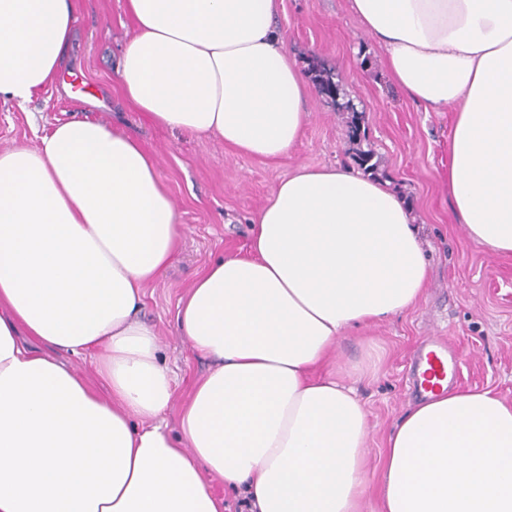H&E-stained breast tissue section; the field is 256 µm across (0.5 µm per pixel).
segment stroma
Returning <instances> with one entry per match:
<instances>
[{"label":"stroma","instance_id":"35a3bbf8","mask_svg":"<svg viewBox=\"0 0 512 512\" xmlns=\"http://www.w3.org/2000/svg\"><path fill=\"white\" fill-rule=\"evenodd\" d=\"M76 16L59 84L22 105L0 100V150L35 146L55 119L88 117L125 130L158 155L185 226L180 251L147 287L143 309L158 331L162 361L177 376L166 415L169 430H176L181 402L210 365L176 327L177 305L196 272L219 255L245 253L251 217L290 171L352 167L361 148L374 151L378 178L409 203L431 272L412 308L350 330L337 345V376L356 363L367 371L355 383L370 423L365 512L379 509L385 436L420 398L413 363L427 337L445 341L456 359L451 387L490 389L512 403V256L491 253L457 224L448 197L451 115L424 111L389 77L383 48L362 32L349 0H282L277 25L306 74L318 68L341 74L343 93L359 112L361 137L350 141V115L336 112L315 88L306 100L311 119L300 143L275 161L153 125L117 89L115 63L132 28L124 0H77ZM75 79L89 85L90 94L64 92L63 84Z\"/></svg>","mask_w":512,"mask_h":512}]
</instances>
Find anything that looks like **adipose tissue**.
Returning a JSON list of instances; mask_svg holds the SVG:
<instances>
[{
    "mask_svg": "<svg viewBox=\"0 0 512 512\" xmlns=\"http://www.w3.org/2000/svg\"><path fill=\"white\" fill-rule=\"evenodd\" d=\"M282 0H126L122 95L160 127L288 156L309 84L275 27ZM391 79L452 112L448 192L467 235L512 254V0H350ZM74 0H0V100L54 84ZM183 226L158 159L94 119L0 150V512H362L368 411L326 368L340 336L414 306L429 264L386 181L299 167L176 314L213 365L176 382L139 317ZM90 356L99 381L64 362ZM382 512H512V405L441 389L386 437Z\"/></svg>",
    "mask_w": 512,
    "mask_h": 512,
    "instance_id": "1",
    "label": "adipose tissue"
}]
</instances>
